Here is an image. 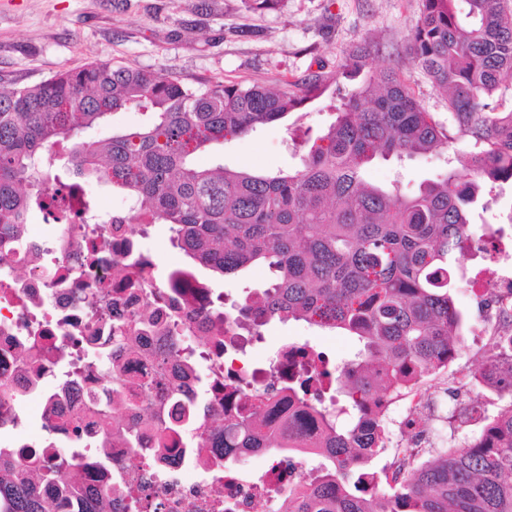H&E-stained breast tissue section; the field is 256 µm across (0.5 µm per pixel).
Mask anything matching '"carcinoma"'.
Here are the masks:
<instances>
[{
    "mask_svg": "<svg viewBox=\"0 0 512 512\" xmlns=\"http://www.w3.org/2000/svg\"><path fill=\"white\" fill-rule=\"evenodd\" d=\"M411 64L446 93L448 123L436 120L399 70L364 73L367 51L344 56L339 72L361 79L335 108L325 129H307L296 148L302 166L258 174L196 158L303 108L336 82L318 70L293 89L215 83L196 87L155 71L92 62L32 86L0 92V253L16 228L44 211L43 189L59 179L62 161L84 182L107 185L151 224H167L179 249L224 277L256 264L270 284L242 300L215 298L250 322L255 333L273 320L303 321L357 338L353 355L336 368V407L316 412L324 425L315 476L288 488V512H512V402L483 418L472 442L445 448L416 464L404 451L387 485L367 490L363 468L386 447L375 405L400 397L448 366L458 350L462 317L450 291L456 266L472 240L470 215L485 198L512 185V108H503V76H512V0H421L410 27ZM145 116L101 140L82 133L116 112ZM465 143L466 150L456 145ZM448 151L447 169L407 194L399 183L368 178L378 160L403 161ZM63 362L66 379L97 369L108 381L92 398L100 422L113 410L151 418L161 431L194 427L188 448H207L224 428L210 414L209 373L170 337L161 363L195 367L203 393L184 400L179 386L152 378L128 392L112 367L113 354L132 343L122 323ZM165 388L168 404L152 398ZM273 393L251 395L233 431L234 448H300L278 439L265 411ZM358 426L371 428L355 443ZM48 430L68 431V447L52 462L0 446V512H57L60 496L84 490L82 426L61 418Z\"/></svg>",
    "mask_w": 512,
    "mask_h": 512,
    "instance_id": "1",
    "label": "carcinoma"
}]
</instances>
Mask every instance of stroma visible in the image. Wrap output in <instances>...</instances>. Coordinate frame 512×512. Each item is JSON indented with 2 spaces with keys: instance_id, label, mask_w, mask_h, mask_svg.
Masks as SVG:
<instances>
[{
  "instance_id": "stroma-1",
  "label": "stroma",
  "mask_w": 512,
  "mask_h": 512,
  "mask_svg": "<svg viewBox=\"0 0 512 512\" xmlns=\"http://www.w3.org/2000/svg\"><path fill=\"white\" fill-rule=\"evenodd\" d=\"M197 0H0V89L33 85L55 73L92 61H109L133 69H151L189 83L234 82L279 85L303 78L318 66L335 70L355 46L369 44L372 67L398 66L401 76L423 106L439 121H447L444 94L410 63L406 36L418 17L420 0H280L275 8L253 12L242 0H211L210 11H195ZM332 120L325 100H318L260 132L225 144L224 163L235 169L277 170L301 165L286 133L287 124L324 128ZM443 159L434 155L405 163L374 166L369 176L387 184L401 177L407 191L432 177ZM198 277L215 291L243 298L246 290L265 287L266 266L255 265L231 280L205 268ZM453 299L463 317L462 346L447 370L427 376L432 386L465 381L478 370L485 337L479 331L486 318L480 297L468 286L454 289ZM252 354L273 355L280 344L296 338L345 358L353 341L340 331L321 330L302 321H274L262 330ZM410 396L399 397L385 418L387 443L375 457L376 470L389 468L403 434L407 433ZM421 429L436 434L434 450L470 440V426L452 419L423 417Z\"/></svg>"
}]
</instances>
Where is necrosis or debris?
Listing matches in <instances>:
<instances>
[{
	"instance_id": "necrosis-or-debris-1",
	"label": "necrosis or debris",
	"mask_w": 512,
	"mask_h": 512,
	"mask_svg": "<svg viewBox=\"0 0 512 512\" xmlns=\"http://www.w3.org/2000/svg\"><path fill=\"white\" fill-rule=\"evenodd\" d=\"M54 226L53 236L21 225L14 249L0 257V267L25 268L20 281L0 278V378H12L22 388L23 404L37 406L42 419L77 416L92 442L84 451L85 482L93 490L112 493L113 512H268L271 494L288 501V487L308 474L293 457L270 459L258 476L245 472L224 455V437L216 435L207 448L190 458L181 454L182 433L170 434L162 449V462L148 466L142 459L157 448L159 433L143 426L139 447L121 442L106 445L102 428L89 406L91 393L105 381L88 371L80 388L57 387L53 396L25 389L26 372L16 362V348L36 350L34 365L51 373L61 353L77 354L87 346L98 327L91 314L99 308L112 321L138 322L143 338L140 351L120 357L124 378L133 384L154 377L159 367L154 350L165 344L173 329L203 338L196 355L209 366L212 378L223 382L220 408L225 424L238 419L247 397L270 385L282 386L301 368L323 371L328 355L306 343L284 342L275 358L262 364L246 360L256 339L247 333L236 313L214 312L211 290L203 282L182 276L179 269L157 272L156 259L144 248V220L132 219L129 206L104 208L105 223H89L78 198ZM498 271L482 281L483 299L491 317L493 335H502V323L512 318V225L494 233ZM97 246L99 261L87 275H80L86 252ZM142 251V264L129 275L118 272L128 248ZM8 407L0 408V435L8 447L46 458L58 453L56 439L44 433L13 435Z\"/></svg>"
}]
</instances>
